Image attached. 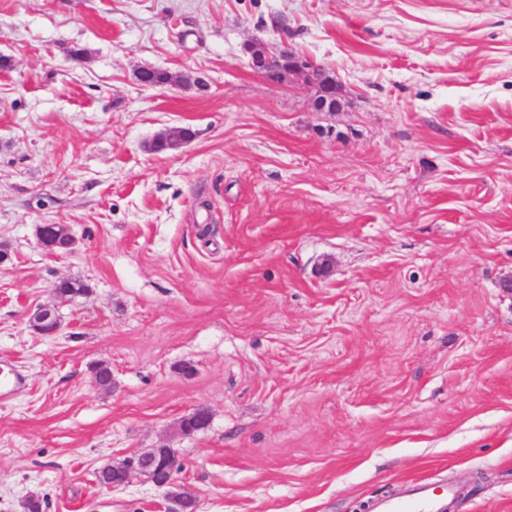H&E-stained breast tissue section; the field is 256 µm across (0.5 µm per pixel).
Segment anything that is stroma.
I'll use <instances>...</instances> for the list:
<instances>
[{
	"mask_svg": "<svg viewBox=\"0 0 512 512\" xmlns=\"http://www.w3.org/2000/svg\"><path fill=\"white\" fill-rule=\"evenodd\" d=\"M257 38L340 108L256 72ZM170 127L192 136L151 151ZM1 366L24 384L0 512H164L143 476L94 478L162 445L196 512H363L442 479L512 512V0H0ZM246 51L250 57L251 67L273 84L298 76L312 85L322 70L311 58L297 53L288 46L273 45L262 39L251 41Z\"/></svg>",
	"mask_w": 512,
	"mask_h": 512,
	"instance_id": "35a3bbf8",
	"label": "stroma"
}]
</instances>
